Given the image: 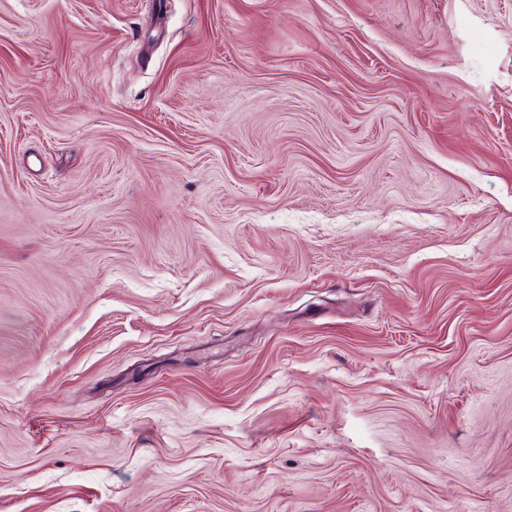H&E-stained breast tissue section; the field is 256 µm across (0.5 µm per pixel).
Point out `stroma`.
Masks as SVG:
<instances>
[{"mask_svg": "<svg viewBox=\"0 0 512 512\" xmlns=\"http://www.w3.org/2000/svg\"><path fill=\"white\" fill-rule=\"evenodd\" d=\"M0 512H512V0H0Z\"/></svg>", "mask_w": 512, "mask_h": 512, "instance_id": "1", "label": "stroma"}]
</instances>
